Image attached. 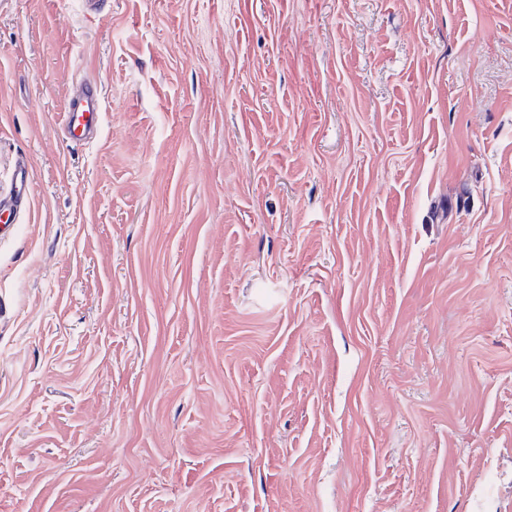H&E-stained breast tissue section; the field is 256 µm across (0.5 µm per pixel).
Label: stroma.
<instances>
[{
  "label": "stroma",
  "mask_w": 512,
  "mask_h": 512,
  "mask_svg": "<svg viewBox=\"0 0 512 512\" xmlns=\"http://www.w3.org/2000/svg\"><path fill=\"white\" fill-rule=\"evenodd\" d=\"M22 159L0 512H512V0H0ZM79 86L81 96L70 99L63 113L65 138L75 144L85 143L101 128L106 112L105 98L96 80L83 79Z\"/></svg>",
  "instance_id": "stroma-1"
}]
</instances>
